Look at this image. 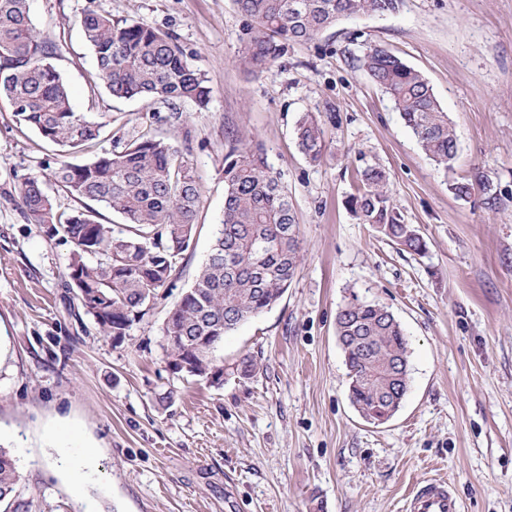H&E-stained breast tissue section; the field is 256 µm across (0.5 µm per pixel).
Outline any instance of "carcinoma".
<instances>
[{
	"label": "carcinoma",
	"instance_id": "carcinoma-1",
	"mask_svg": "<svg viewBox=\"0 0 512 512\" xmlns=\"http://www.w3.org/2000/svg\"><path fill=\"white\" fill-rule=\"evenodd\" d=\"M404 0H234L251 24L242 38L241 60L258 76L287 45L315 39L341 20L386 16ZM92 51L98 76L115 99L150 97L169 104L190 100L204 109L207 80L175 39L138 22L115 21L87 9L76 19ZM50 47L38 35L29 0H0V99L17 124L59 146L62 159L50 180L79 201L103 204L126 224L112 228L86 206L64 218L56 214L42 176L18 189L30 224L73 244L66 287L86 313L114 339L127 335L146 314L157 290L176 271L192 245L201 190L182 153L162 137L140 138L121 151L105 150L93 162L70 157L101 137L105 123L74 109L68 86L48 62ZM362 68L391 99L420 148L448 169L458 150L448 113L428 80L380 45L369 47ZM294 135L307 162L325 149L324 130L313 112L296 121ZM362 191L350 200L359 223L370 224L403 250L417 254L426 242L403 222L387 192L386 173L361 172ZM206 260L162 327L168 368L213 386L224 381L214 353L224 335L275 305L300 263L298 221L288 191L260 152L242 137L224 152V215ZM336 336L349 371V397L362 418L395 415L393 398L405 387L409 347L400 322L378 303L357 296L336 315ZM11 453L0 448V512H31Z\"/></svg>",
	"mask_w": 512,
	"mask_h": 512
}]
</instances>
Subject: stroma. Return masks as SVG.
I'll return each instance as SVG.
<instances>
[{
	"label": "stroma",
	"mask_w": 512,
	"mask_h": 512,
	"mask_svg": "<svg viewBox=\"0 0 512 512\" xmlns=\"http://www.w3.org/2000/svg\"><path fill=\"white\" fill-rule=\"evenodd\" d=\"M88 8L175 36L208 80L207 109L112 98L75 23ZM30 14L75 110L105 123L73 162L160 136L201 187L176 278L113 340L65 286L71 244L16 203L23 178L54 166L58 148L19 129L0 99V448L32 512H404L411 488L432 478L465 512H512V0H405L397 14L291 44L256 77L238 60L246 19L233 0H30ZM371 45L428 79L458 141L447 169L360 67ZM305 112L324 129L316 165L294 139ZM235 135L263 148L290 192L301 263L272 309L226 334L217 387L169 370L162 325L220 228ZM370 166L386 172L425 253L354 217L349 201ZM458 182L472 193L457 196ZM353 294L386 306L409 342L408 392L378 426L350 402L336 337Z\"/></svg>",
	"instance_id": "1"
}]
</instances>
